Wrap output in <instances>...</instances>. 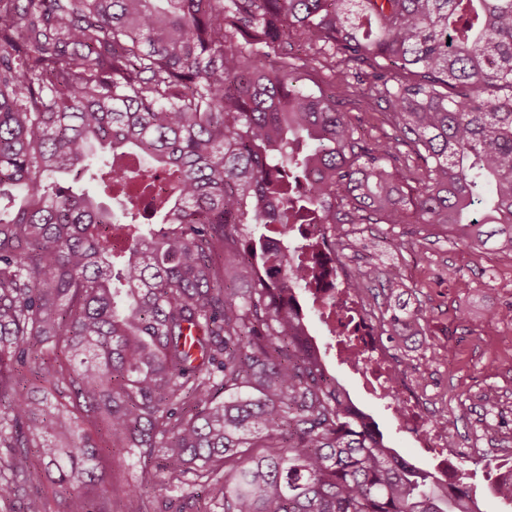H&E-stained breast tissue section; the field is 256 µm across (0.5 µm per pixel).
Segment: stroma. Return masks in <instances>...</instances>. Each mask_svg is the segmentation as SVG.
Segmentation results:
<instances>
[{
    "mask_svg": "<svg viewBox=\"0 0 512 512\" xmlns=\"http://www.w3.org/2000/svg\"><path fill=\"white\" fill-rule=\"evenodd\" d=\"M343 231L361 242L359 269L377 264L390 270L393 287L405 293L406 314L418 316L416 330L384 343L435 395L440 415L453 421L451 435L464 448L511 452L512 262L451 239L439 225L410 220L377 225L370 235L357 224ZM326 360L400 455L434 471L435 459L420 450L384 403L364 391L337 354ZM489 389L496 394L492 406L479 399Z\"/></svg>",
    "mask_w": 512,
    "mask_h": 512,
    "instance_id": "35a3bbf8",
    "label": "stroma"
}]
</instances>
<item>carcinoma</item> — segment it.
Segmentation results:
<instances>
[{
  "label": "carcinoma",
  "mask_w": 512,
  "mask_h": 512,
  "mask_svg": "<svg viewBox=\"0 0 512 512\" xmlns=\"http://www.w3.org/2000/svg\"><path fill=\"white\" fill-rule=\"evenodd\" d=\"M383 103L369 139L339 110ZM132 189L153 208L116 216ZM3 199L0 500L112 512L74 494L107 457L142 464L127 512H169L151 484L224 512H474L466 471L442 488L327 374L294 225L410 212L512 261V0H0Z\"/></svg>",
  "instance_id": "carcinoma-1"
}]
</instances>
